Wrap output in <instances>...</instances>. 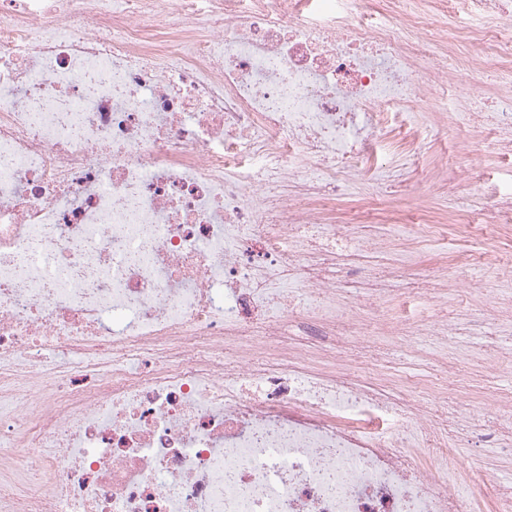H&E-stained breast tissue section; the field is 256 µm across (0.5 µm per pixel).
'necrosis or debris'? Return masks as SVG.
<instances>
[{
	"label": "necrosis or debris",
	"instance_id": "1",
	"mask_svg": "<svg viewBox=\"0 0 512 512\" xmlns=\"http://www.w3.org/2000/svg\"><path fill=\"white\" fill-rule=\"evenodd\" d=\"M455 30L438 74L512 62ZM405 0H0V512H476L337 368L322 231L424 85ZM318 345L289 344L311 299ZM416 452L419 470L425 478H436L448 483V470L442 467L432 448H418Z\"/></svg>",
	"mask_w": 512,
	"mask_h": 512
}]
</instances>
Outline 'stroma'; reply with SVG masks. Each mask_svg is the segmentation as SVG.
<instances>
[{
	"label": "stroma",
	"instance_id": "stroma-1",
	"mask_svg": "<svg viewBox=\"0 0 512 512\" xmlns=\"http://www.w3.org/2000/svg\"><path fill=\"white\" fill-rule=\"evenodd\" d=\"M447 50L433 47L432 59L418 60L422 76L432 73L436 59ZM501 63L461 71L430 81L418 111L405 122L416 133L419 148L409 175L391 182L357 181L336 202L337 232L354 231L383 238L385 250L396 254L398 267L390 273L394 292L379 301L378 316L368 319L361 281L369 269L353 261L336 271V287L345 298L348 315L367 321L363 335L350 337L336 350V363L384 379L403 404L426 408L433 426L450 421L449 439L459 445L457 476L472 485L479 497L477 512H491L488 491L512 481V439L486 442L473 425L512 429V214L499 221L486 219L489 207L512 195V155L472 153L471 142L497 137L492 123H468L458 112L461 101L478 98L483 111L512 91ZM388 198L393 211L391 235H382L379 221L358 224L372 197ZM465 215L477 231L461 237L447 230L449 215ZM425 224L444 225L443 235L426 237ZM469 254L472 264L459 267L456 256ZM450 322L472 337L465 351L468 380L457 385L445 350L423 331L434 323Z\"/></svg>",
	"mask_w": 512,
	"mask_h": 512
}]
</instances>
